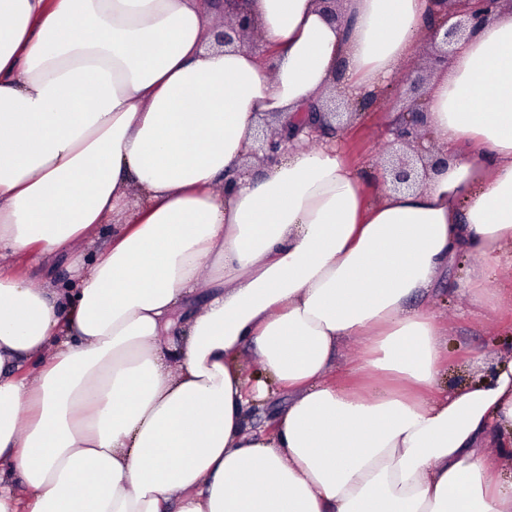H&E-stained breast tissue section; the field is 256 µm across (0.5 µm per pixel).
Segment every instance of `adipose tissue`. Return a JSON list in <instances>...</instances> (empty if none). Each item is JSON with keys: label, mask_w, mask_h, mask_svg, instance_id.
Instances as JSON below:
<instances>
[{"label": "adipose tissue", "mask_w": 512, "mask_h": 512, "mask_svg": "<svg viewBox=\"0 0 512 512\" xmlns=\"http://www.w3.org/2000/svg\"><path fill=\"white\" fill-rule=\"evenodd\" d=\"M232 7L263 52L215 44L199 0H0V512H512V360L438 390L422 304L458 255L477 307L512 263V9L426 90L468 158L371 196L331 143L247 175L253 132L379 90L428 0ZM107 222L74 287L14 275ZM247 347L293 395L268 433Z\"/></svg>", "instance_id": "ef3b65f1"}]
</instances>
